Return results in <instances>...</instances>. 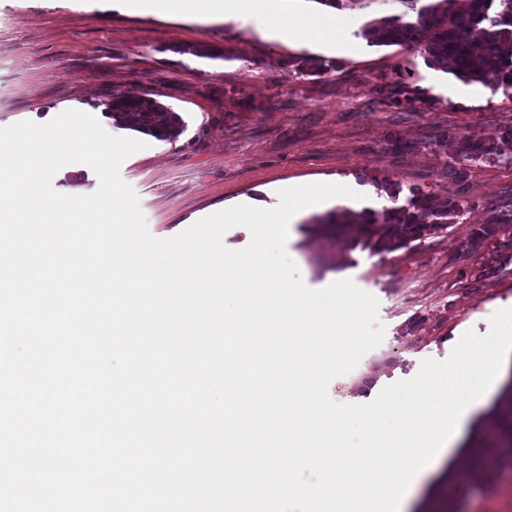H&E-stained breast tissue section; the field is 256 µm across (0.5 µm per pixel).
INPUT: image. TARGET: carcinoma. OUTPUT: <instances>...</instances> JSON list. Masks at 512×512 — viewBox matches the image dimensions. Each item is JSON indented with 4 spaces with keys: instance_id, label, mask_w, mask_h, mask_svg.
Returning <instances> with one entry per match:
<instances>
[{
    "instance_id": "obj_1",
    "label": "carcinoma",
    "mask_w": 512,
    "mask_h": 512,
    "mask_svg": "<svg viewBox=\"0 0 512 512\" xmlns=\"http://www.w3.org/2000/svg\"><path fill=\"white\" fill-rule=\"evenodd\" d=\"M334 10L367 11L372 19L358 31L366 40L403 43L428 54L432 66L465 82L512 87V0H314ZM493 11L492 29L484 27L485 12ZM119 128H135L169 141L184 129L180 115L153 99L127 92L107 104ZM512 154V128L487 140L464 139L459 155L495 159ZM460 208L453 195L434 203L412 196L403 207L381 206L356 213L334 211L315 219L327 230H339L378 251H395L425 234L448 228L447 218ZM497 427L494 440L469 442L473 455L469 482H448L438 497L444 512H454L457 497L468 485L484 482L486 472L501 462L500 448L512 447V381L503 389L490 412Z\"/></svg>"
}]
</instances>
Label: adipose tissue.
I'll use <instances>...</instances> for the list:
<instances>
[{
  "label": "adipose tissue",
  "mask_w": 512,
  "mask_h": 512,
  "mask_svg": "<svg viewBox=\"0 0 512 512\" xmlns=\"http://www.w3.org/2000/svg\"><path fill=\"white\" fill-rule=\"evenodd\" d=\"M119 7L128 11L159 8L174 13H194L214 15L226 11L247 13L256 29L273 31L291 41L315 35H338L342 17L325 21L314 16H307L296 21L294 26L284 25L282 9L276 0H117Z\"/></svg>",
  "instance_id": "1"
}]
</instances>
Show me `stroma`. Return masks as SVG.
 <instances>
[{"label": "stroma", "instance_id": "35a3bbf8", "mask_svg": "<svg viewBox=\"0 0 512 512\" xmlns=\"http://www.w3.org/2000/svg\"><path fill=\"white\" fill-rule=\"evenodd\" d=\"M338 39L303 43L256 33L248 17L188 18L126 12L112 0H0V127L88 113L114 136L144 142L120 167L150 233L166 239L221 210L279 204L289 184L349 183L360 212L410 195H455L462 208L444 230L378 252L339 235L316 239L312 216L286 244L304 284L349 278L379 301L385 338L328 388L361 405L414 377L424 359L448 358L469 330L512 308V233L478 231L512 212V157L464 159L465 138L512 126V88L464 83L430 65L423 50L359 37L368 17L344 11ZM327 73L309 74L312 62ZM133 91L177 112L172 141L116 127L112 96ZM495 401L487 396L464 437L409 485L407 512H437L446 471L469 460L465 439ZM458 498L455 512H512V468Z\"/></svg>", "mask_w": 512, "mask_h": 512}]
</instances>
